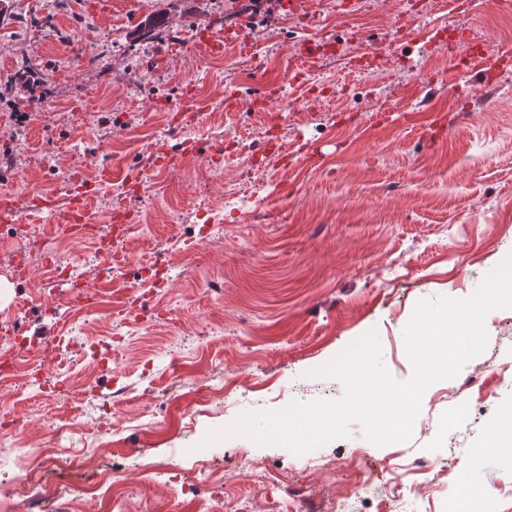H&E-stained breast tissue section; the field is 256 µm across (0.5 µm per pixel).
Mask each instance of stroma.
I'll return each mask as SVG.
<instances>
[{
  "mask_svg": "<svg viewBox=\"0 0 512 512\" xmlns=\"http://www.w3.org/2000/svg\"><path fill=\"white\" fill-rule=\"evenodd\" d=\"M7 0L0 13V191L60 204L72 177L91 189L92 222L110 230V214L131 205L140 223L114 272L91 279L85 311L101 329L125 334L116 363L87 379L97 400L114 387L129 394L119 415L140 423L116 431L111 450L94 440L95 425L66 435L90 463L81 478L63 473L32 490L27 512L43 498L97 488L115 474L144 486L156 512H210L159 484L130 457L165 470L224 460L220 512H276L294 482L312 489L309 512H336L355 478L430 460L437 477L426 497H393L382 488L360 512H448V498L471 459L481 456L482 485L512 486L482 435L512 405V310L485 320L484 359L504 377L469 385L470 367L439 381L444 399L422 400L408 441L378 447L351 422L349 435L297 455L234 437L208 447V430L245 412L277 410L299 389L310 399H337L340 381L322 366L368 330H377L386 368L399 381L412 364L404 328L418 300L471 295L512 253V9L482 0L451 9L448 0H309L300 17L288 0ZM415 13V41L392 23ZM169 30L146 37L149 20ZM241 27L224 54L204 59L191 47L199 32ZM498 47L490 73L469 71L463 98L449 95L457 58L441 27ZM332 41L340 52L314 58L323 93L306 92L295 75L303 43ZM278 94L264 99L268 88ZM205 100L197 122L170 137L168 115L185 95ZM238 102L225 110L226 100ZM241 193L222 227L196 224L197 210ZM48 209L35 211L37 237L23 224L0 226V332L20 326L48 345L75 321L76 295L55 282L50 265L92 267V240L44 232ZM224 370V407L210 413L184 402L181 379L214 382ZM170 405L168 428L148 426ZM48 405L17 380L0 383V417L40 436ZM246 449V460L237 452ZM362 450L356 474L332 472ZM267 470L276 485L252 474Z\"/></svg>",
  "mask_w": 512,
  "mask_h": 512,
  "instance_id": "1",
  "label": "stroma"
}]
</instances>
